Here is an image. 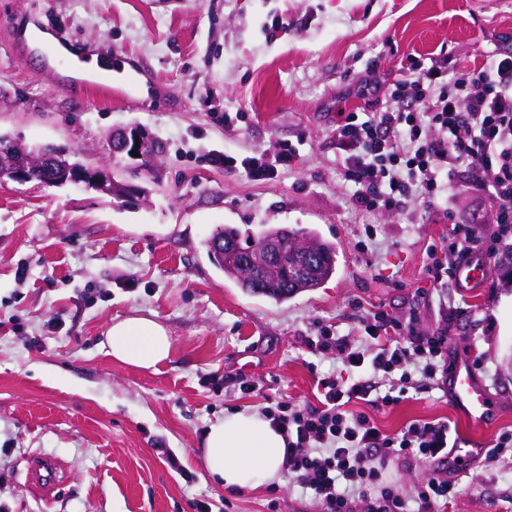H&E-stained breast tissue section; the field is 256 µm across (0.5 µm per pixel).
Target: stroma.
I'll return each instance as SVG.
<instances>
[{
	"mask_svg": "<svg viewBox=\"0 0 512 512\" xmlns=\"http://www.w3.org/2000/svg\"><path fill=\"white\" fill-rule=\"evenodd\" d=\"M30 23L68 52L117 64L134 86L118 83L110 97L59 90L44 59L17 47ZM500 52L512 54V0H0V135L63 146L148 189L122 208L93 189L0 182V512H194L202 498L233 512H266L272 499L278 512H319L311 491L284 478L217 485L202 439L224 414L267 399L316 404L317 378L344 367L304 340L322 324L355 332L356 300L447 330L449 361L469 362L500 406L479 437L439 389L372 409L376 423L394 433L449 421L464 463L450 471L459 493L446 512H512V457H473L512 432V283L493 264L482 287L431 290L423 271L449 219L490 216L489 202L460 177L447 201L358 211L334 139L339 113L380 104L406 56L470 69ZM370 71L380 89L365 86ZM129 126L162 146L150 172L109 151L112 131ZM288 142L299 156L264 181L209 160L271 156ZM221 224L246 235L264 224L316 228L336 246L337 273L280 305L245 294L207 256ZM363 224L378 231L364 256ZM130 316L169 329L172 355L158 369L109 355L108 329ZM227 371L257 379L264 398L225 399L212 380ZM169 451L191 480L168 467ZM34 452L64 467L47 502L25 484Z\"/></svg>",
	"mask_w": 512,
	"mask_h": 512,
	"instance_id": "1",
	"label": "stroma"
}]
</instances>
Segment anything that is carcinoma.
<instances>
[{
	"label": "carcinoma",
	"instance_id": "carcinoma-1",
	"mask_svg": "<svg viewBox=\"0 0 512 512\" xmlns=\"http://www.w3.org/2000/svg\"><path fill=\"white\" fill-rule=\"evenodd\" d=\"M258 238L284 243L283 264L271 266L254 254L255 263H243L237 244L241 243L240 230L232 224L215 228L206 240L208 256L224 272V278L235 283L244 292L261 296L280 304L297 294L312 291L336 274V249L310 228L285 224L270 225ZM309 253L313 266L309 271L288 278L286 268L302 263L304 253Z\"/></svg>",
	"mask_w": 512,
	"mask_h": 512
}]
</instances>
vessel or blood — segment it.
<instances>
[{
    "label": "vessel or blood",
    "mask_w": 512,
    "mask_h": 512,
    "mask_svg": "<svg viewBox=\"0 0 512 512\" xmlns=\"http://www.w3.org/2000/svg\"><path fill=\"white\" fill-rule=\"evenodd\" d=\"M43 51L54 74L57 87L63 90L68 89L73 81L70 63L53 45H44ZM448 390L456 410L471 427L482 428L492 419L495 403L469 363L457 362L449 372ZM27 469L34 486L45 491L54 486L58 464L52 458L43 455L29 456Z\"/></svg>",
    "instance_id": "b4317fda"
}]
</instances>
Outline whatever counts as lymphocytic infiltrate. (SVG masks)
I'll use <instances>...</instances> for the list:
<instances>
[{"label": "lymphocytic infiltrate", "instance_id": "1", "mask_svg": "<svg viewBox=\"0 0 512 512\" xmlns=\"http://www.w3.org/2000/svg\"><path fill=\"white\" fill-rule=\"evenodd\" d=\"M341 175L360 210L432 205L466 174L493 205L496 229L485 235L476 224L451 223L447 240L425 249L424 273L434 288L456 279V265L476 253L493 255L512 233V55L488 59L476 69L450 71L409 59L381 107L348 112L336 125ZM299 151L283 145L273 158L215 156V163L242 166L256 180L277 174ZM358 324L367 337L357 347L320 326L306 348L357 369L353 378L329 374L317 381L318 403L282 399L264 416L286 441L284 469L294 484L314 491L321 512H440L457 495L443 470L452 430L445 421L413 420L399 432H384L360 403L392 407L410 393L439 385L450 370L445 335L420 329L416 315L395 317L363 310ZM402 463L416 481L412 497L389 481V462Z\"/></svg>", "mask_w": 512, "mask_h": 512}]
</instances>
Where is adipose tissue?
Listing matches in <instances>:
<instances>
[{"label":"adipose tissue","instance_id":"adipose-tissue-1","mask_svg":"<svg viewBox=\"0 0 512 512\" xmlns=\"http://www.w3.org/2000/svg\"><path fill=\"white\" fill-rule=\"evenodd\" d=\"M107 343L113 360L139 369L158 368L172 353L167 327L146 316L114 321ZM284 456L282 434L263 416L246 411L211 424L202 450L205 470L228 490L255 489L279 479Z\"/></svg>","mask_w":512,"mask_h":512}]
</instances>
